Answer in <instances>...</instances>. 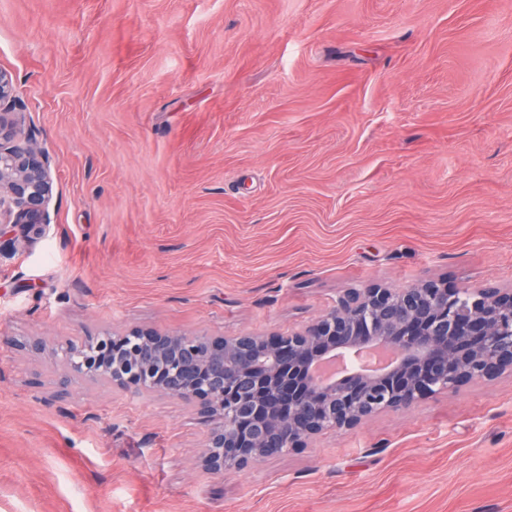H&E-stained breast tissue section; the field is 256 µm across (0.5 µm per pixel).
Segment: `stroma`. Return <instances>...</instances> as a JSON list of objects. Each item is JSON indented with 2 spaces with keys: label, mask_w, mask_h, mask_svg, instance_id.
Instances as JSON below:
<instances>
[{
  "label": "stroma",
  "mask_w": 512,
  "mask_h": 512,
  "mask_svg": "<svg viewBox=\"0 0 512 512\" xmlns=\"http://www.w3.org/2000/svg\"><path fill=\"white\" fill-rule=\"evenodd\" d=\"M51 222L0 235V512H512V374L216 474L163 394L48 346L299 329L512 285V0H0Z\"/></svg>",
  "instance_id": "obj_1"
}]
</instances>
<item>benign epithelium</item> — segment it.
<instances>
[{"mask_svg":"<svg viewBox=\"0 0 512 512\" xmlns=\"http://www.w3.org/2000/svg\"><path fill=\"white\" fill-rule=\"evenodd\" d=\"M11 77L0 70V224L24 234L51 223V165L18 137ZM368 348L390 353L374 372L319 381L314 366ZM67 371L142 393L190 401L210 423L204 466L241 469L268 448H303L327 429L353 430L386 409H405L512 372V287L350 288L304 328L284 334L190 336L132 327L88 336L56 352Z\"/></svg>","mask_w":512,"mask_h":512,"instance_id":"1","label":"benign epithelium"}]
</instances>
